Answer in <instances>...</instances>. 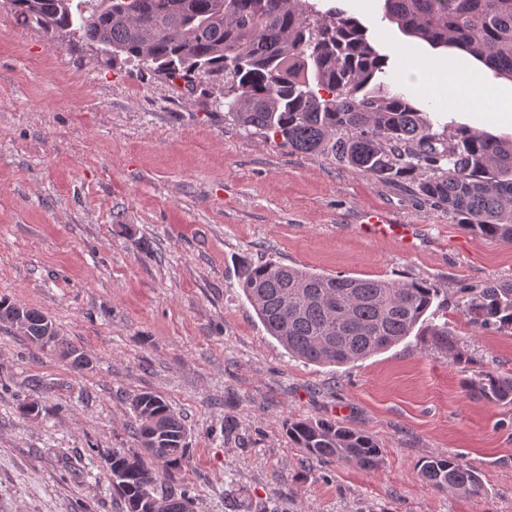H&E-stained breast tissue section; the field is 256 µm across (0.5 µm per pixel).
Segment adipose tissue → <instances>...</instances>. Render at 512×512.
Masks as SVG:
<instances>
[{
  "mask_svg": "<svg viewBox=\"0 0 512 512\" xmlns=\"http://www.w3.org/2000/svg\"><path fill=\"white\" fill-rule=\"evenodd\" d=\"M414 69L423 76L416 86L418 94L436 98L451 108L482 103L488 111L499 114L502 119L512 120V101H496L491 88L472 71L439 69L431 61L424 59L419 60Z\"/></svg>",
  "mask_w": 512,
  "mask_h": 512,
  "instance_id": "1",
  "label": "adipose tissue"
}]
</instances>
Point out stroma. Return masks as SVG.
<instances>
[{"label": "stroma", "instance_id": "obj_1", "mask_svg": "<svg viewBox=\"0 0 512 512\" xmlns=\"http://www.w3.org/2000/svg\"><path fill=\"white\" fill-rule=\"evenodd\" d=\"M335 5L368 27L390 88L421 79L407 49L478 69L512 98V78L406 35L383 0ZM221 100L99 46L50 41L0 6V297L45 312L89 360L73 368L0 322V512H126L107 459L139 451L131 402L146 390L186 424L188 458L158 489L189 488L193 512H512V405L462 388L484 371L512 377V334L474 329L454 303L457 288L512 281V242L474 236L411 187L251 133ZM416 101L434 123L512 139L483 106ZM370 210L414 225L411 245L365 234ZM266 260L423 280L438 296L389 349L306 364L239 286ZM443 323L462 361L433 343ZM23 401L38 415L22 417ZM297 419L372 435L379 468L306 460L288 438ZM440 456L477 470L483 495L432 488L418 466Z\"/></svg>", "mask_w": 512, "mask_h": 512}]
</instances>
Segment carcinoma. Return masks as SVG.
I'll return each instance as SVG.
<instances>
[{
  "label": "carcinoma",
  "mask_w": 512,
  "mask_h": 512,
  "mask_svg": "<svg viewBox=\"0 0 512 512\" xmlns=\"http://www.w3.org/2000/svg\"><path fill=\"white\" fill-rule=\"evenodd\" d=\"M13 11L47 36L68 26L112 59L134 60L156 78L192 88L219 86L244 128L279 135L298 153H326L371 179L411 185L478 237L512 242V141L432 122L402 92L375 91L385 58L367 28L344 10L311 0H12ZM385 17L434 48H456L512 78V0H383ZM240 288L267 333L293 357L345 365L391 347L422 321L438 290L425 281H386L314 273L261 262ZM288 306H283V297ZM455 306L481 331L512 333V281L463 286ZM23 318L24 333L59 350L76 368L86 357L58 335L43 312L0 299V322ZM435 344L454 350L448 324ZM473 399L512 404V377L481 372L464 382ZM133 433L144 454L114 451L109 468L127 512H188L190 490L156 491L154 459L186 461V428L166 401L144 391L132 401ZM307 459L353 462L376 470L382 448L367 433L331 420L288 423ZM436 490L483 494L482 480L454 456L423 461Z\"/></svg>",
  "instance_id": "1"
}]
</instances>
